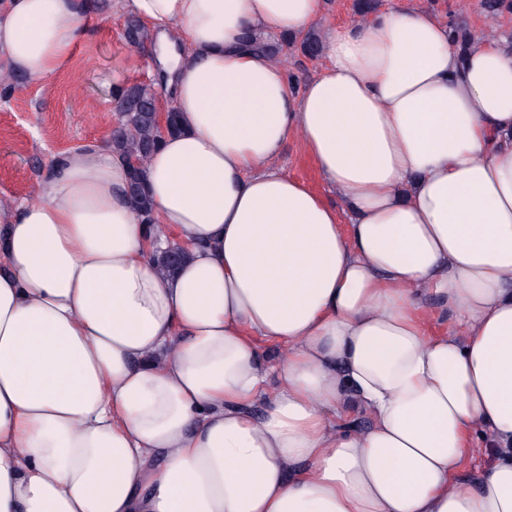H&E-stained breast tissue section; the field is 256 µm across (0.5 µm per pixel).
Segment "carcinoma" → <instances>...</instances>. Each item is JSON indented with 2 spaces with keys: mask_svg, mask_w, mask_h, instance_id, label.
Here are the masks:
<instances>
[{
  "mask_svg": "<svg viewBox=\"0 0 512 512\" xmlns=\"http://www.w3.org/2000/svg\"><path fill=\"white\" fill-rule=\"evenodd\" d=\"M453 41L459 51H466L474 41L469 29L459 23L449 25ZM152 89L144 85H132L117 95L116 111L121 125L112 134V150L136 161L127 185L128 196L142 223H152L151 202L141 180L140 168L154 152L162 132L156 122Z\"/></svg>",
  "mask_w": 512,
  "mask_h": 512,
  "instance_id": "cac0c4a2",
  "label": "carcinoma"
}]
</instances>
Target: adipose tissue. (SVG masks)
Returning <instances> with one entry per match:
<instances>
[{
  "instance_id": "1",
  "label": "adipose tissue",
  "mask_w": 512,
  "mask_h": 512,
  "mask_svg": "<svg viewBox=\"0 0 512 512\" xmlns=\"http://www.w3.org/2000/svg\"><path fill=\"white\" fill-rule=\"evenodd\" d=\"M90 6L0 0V68L66 69ZM114 8L180 129L152 225L95 145L0 204V512H512V49L393 0L298 86L242 38L323 0ZM292 139L336 203L283 172Z\"/></svg>"
}]
</instances>
